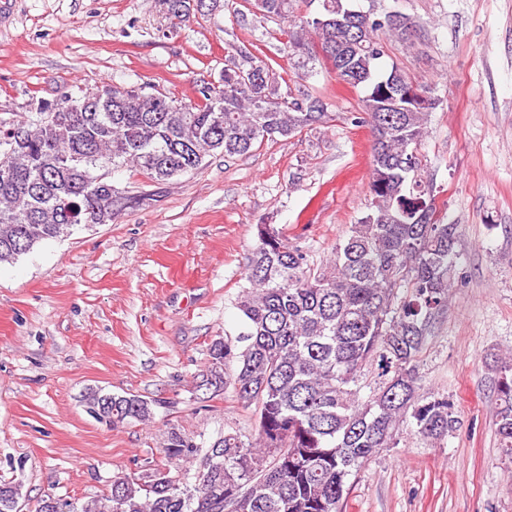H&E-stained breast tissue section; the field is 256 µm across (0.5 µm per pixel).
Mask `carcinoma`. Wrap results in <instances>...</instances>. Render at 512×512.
Returning a JSON list of instances; mask_svg holds the SVG:
<instances>
[{"instance_id":"obj_1","label":"carcinoma","mask_w":512,"mask_h":512,"mask_svg":"<svg viewBox=\"0 0 512 512\" xmlns=\"http://www.w3.org/2000/svg\"><path fill=\"white\" fill-rule=\"evenodd\" d=\"M297 0H254L264 17L286 19ZM316 13L302 29L332 60L338 81L364 92L357 126L372 136L371 202L350 225L329 266L274 224L257 225L236 299L235 337L211 342L198 374L210 396L229 394L252 411L255 436L227 429L209 446L171 425L165 462L132 478L118 474L109 493L81 508L42 501L36 512H341L348 480L408 428L427 443L458 420L444 393L421 388L423 349L436 316L459 281V225L435 219L432 187L419 146L436 99L400 67L381 64L386 42L411 40V18L357 9L353 0H308ZM171 19H190V0H163ZM292 34L297 68L316 56ZM82 112L32 98L23 121L0 119V263L80 225L110 224L146 206L98 171L129 169L162 185L197 173L218 152L243 156L265 138L288 137L325 121L321 101L279 93L271 62L239 50L221 83H204L197 100L106 85L80 95ZM375 379L361 396L365 370ZM496 433L512 463V353L497 358ZM112 400V426L153 417L160 400L90 393L97 408ZM200 462L194 482L172 473Z\"/></svg>"}]
</instances>
